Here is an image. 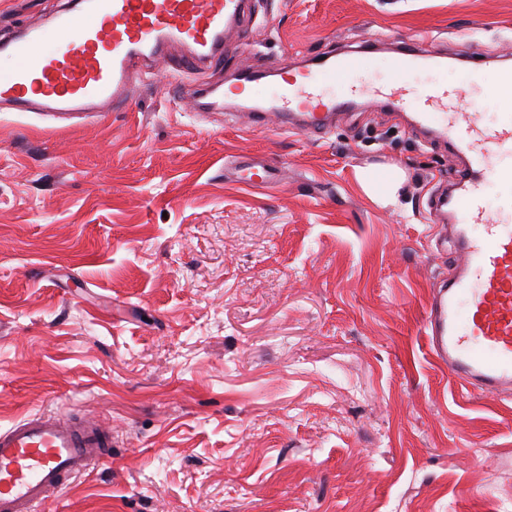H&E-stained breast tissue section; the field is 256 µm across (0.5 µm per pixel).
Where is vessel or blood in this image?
I'll return each mask as SVG.
<instances>
[{
  "label": "vessel or blood",
  "mask_w": 512,
  "mask_h": 512,
  "mask_svg": "<svg viewBox=\"0 0 512 512\" xmlns=\"http://www.w3.org/2000/svg\"><path fill=\"white\" fill-rule=\"evenodd\" d=\"M252 23L251 0H68L50 23L0 39V112H123L134 75L151 72L180 49L193 73L223 63L229 35ZM423 52L400 47L385 62L365 48H335L315 60L269 71L240 66L227 88H190L197 107L230 97L246 102L250 125L323 131L366 100L399 112L429 139L448 143L460 164L429 206L431 223L452 236V272L437 285L427 342L449 377L495 398L512 390V203L492 186H512V68L468 97L469 83L415 86L408 76ZM384 65L379 86L356 84ZM495 120H487V112ZM111 433L96 422L33 413L0 429V512H45L70 478L110 458Z\"/></svg>",
  "instance_id": "b4317fda"
}]
</instances>
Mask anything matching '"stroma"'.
<instances>
[{
    "instance_id": "stroma-1",
    "label": "stroma",
    "mask_w": 512,
    "mask_h": 512,
    "mask_svg": "<svg viewBox=\"0 0 512 512\" xmlns=\"http://www.w3.org/2000/svg\"><path fill=\"white\" fill-rule=\"evenodd\" d=\"M62 0H0V35ZM236 62L332 42L512 64V0H253ZM173 61L125 112H0V429L59 412L112 459L47 512H512V393L449 378L425 337L452 250L428 201L456 159L360 103L325 133L196 111ZM277 162L269 187L235 157ZM407 180L394 205L367 167ZM362 186L385 203H394L402 186L403 173L396 166H389L384 175L371 170H363L358 174Z\"/></svg>"
}]
</instances>
